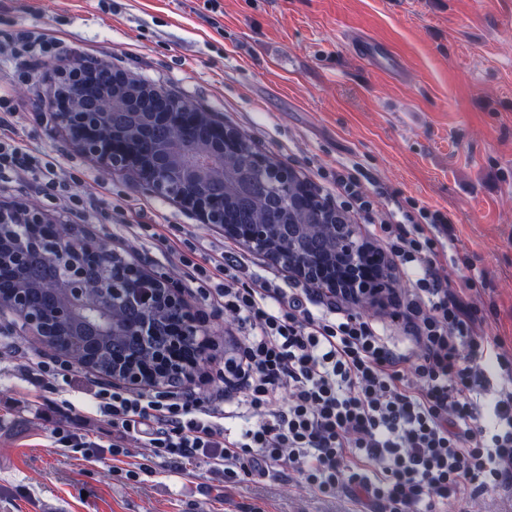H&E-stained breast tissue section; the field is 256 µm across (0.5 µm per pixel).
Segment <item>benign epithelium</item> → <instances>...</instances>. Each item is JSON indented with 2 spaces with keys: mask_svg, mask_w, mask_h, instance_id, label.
<instances>
[{
  "mask_svg": "<svg viewBox=\"0 0 512 512\" xmlns=\"http://www.w3.org/2000/svg\"><path fill=\"white\" fill-rule=\"evenodd\" d=\"M95 65L84 60L67 71L62 88L49 102L52 115L68 133L77 149L96 160L108 171L127 174L135 184L170 199L192 211L203 224H214L224 234L256 250L283 231L272 224L224 223V190L210 183L208 168L224 161V155L237 150L238 136L224 121L210 112L168 107L164 112H126L107 85L97 98L82 95L85 79ZM245 194L275 190L279 204H288V195L298 187L292 169L267 164L266 155L255 154L249 170L238 178ZM318 230L336 240V269L317 258H298L291 238L269 256L283 264L295 277L336 293L353 294L359 304L372 305L391 287L385 255L357 236L352 224H319ZM8 239L0 253V266L24 269L34 248L45 246L47 257L58 270L65 298L48 310H31L26 304L25 286L0 291V310L9 309L33 335L43 337L54 324H68L77 310L91 306L86 294L88 267L100 269L97 282L99 302L121 303L141 312L137 319L110 325L106 315L97 314L93 327L105 333L112 330L139 341L155 333L152 311L160 302L177 310V324L167 351L160 355L166 368L182 374L205 357L200 343L197 317L181 297L175 283L158 278L137 265L128 264L108 250L100 240L81 234L73 239L59 230L38 207L20 200L0 205V240ZM191 356H183L187 343Z\"/></svg>",
  "mask_w": 512,
  "mask_h": 512,
  "instance_id": "1",
  "label": "benign epithelium"
}]
</instances>
